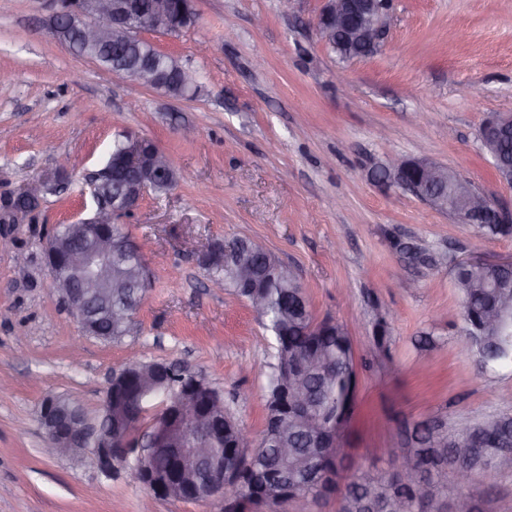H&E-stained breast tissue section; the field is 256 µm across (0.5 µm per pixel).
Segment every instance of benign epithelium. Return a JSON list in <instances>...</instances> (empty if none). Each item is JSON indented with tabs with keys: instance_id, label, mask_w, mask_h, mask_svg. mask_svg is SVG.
<instances>
[{
	"instance_id": "benign-epithelium-1",
	"label": "benign epithelium",
	"mask_w": 512,
	"mask_h": 512,
	"mask_svg": "<svg viewBox=\"0 0 512 512\" xmlns=\"http://www.w3.org/2000/svg\"><path fill=\"white\" fill-rule=\"evenodd\" d=\"M60 9L52 16L49 28L54 37L79 55L96 61L98 47L120 35L130 36L142 31L167 32L176 30L172 0H153L150 9L141 7L139 0H58ZM323 5L315 20L319 35L326 39L332 35L342 37L349 56L361 58L379 45L386 27L387 0H322ZM112 76L130 79L137 84L153 88L154 58L149 53L133 73L112 70ZM509 131V118L497 117L483 129L481 140L486 146ZM126 165L144 172L140 180L141 191L134 202L114 203L108 207L97 205L94 216L80 224H72L67 234L49 238L45 246L47 264L52 273V288L67 307L80 319L85 335L105 333L97 322V312L91 309V299L100 297L106 302L107 314L114 321L135 319L136 305L112 309V297H125L132 288L147 287L143 264L122 259L126 241L112 237V224L116 215L133 211L155 182H169L175 170L167 156L159 149H148L142 138L127 133L123 139ZM453 169H440L423 160L396 159L375 170L373 181L396 185L412 193L426 204H431L430 188L451 177ZM460 214L463 221L472 223L488 220L494 224H512V211L489 202L486 197L463 193ZM494 264L512 267V258L491 260L470 256L449 260L450 269L458 271L471 266ZM121 373L112 376L107 387L102 414L106 427L91 428L81 409L69 402L48 397L40 407L39 421L44 430L50 455L85 457L103 472L117 467L115 457L140 460L137 476L160 499L165 495L177 497L182 485L153 472L147 459L156 454H170L181 459L186 476L203 486L210 498L219 506V512H235L239 495L226 491L230 484L224 477V458L218 449L202 443L196 448L181 447L178 427L168 414L176 412L184 424L197 429L209 426V414L199 411L194 394L163 389L162 412L149 424L147 432L138 441L127 443L113 438L115 430L126 424L131 412L112 409V384L119 383ZM95 437V447L86 446L88 437Z\"/></svg>"
}]
</instances>
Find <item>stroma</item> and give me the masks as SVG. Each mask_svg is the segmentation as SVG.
I'll list each match as a JSON object with an SVG mask.
<instances>
[{
	"mask_svg": "<svg viewBox=\"0 0 512 512\" xmlns=\"http://www.w3.org/2000/svg\"><path fill=\"white\" fill-rule=\"evenodd\" d=\"M322 0H197L195 23L145 33L196 71L172 98L111 77L44 25L55 0H0V198L54 178L38 207L0 223V512H217L212 503L151 500L132 468L44 455L39 408L49 395L98 415L113 372L131 360L188 364L224 394L231 415L261 436L272 339L249 306L210 286L211 242L262 239L297 271L317 319L354 338L362 413L346 435L345 471L386 468L372 448L431 418L449 430L512 414V365L478 372L463 351L448 256H512L395 185L374 167L400 157L455 169L502 207L481 129L512 113V0H389L377 53L343 60L317 33ZM191 126L192 139L179 130ZM150 140L178 173L122 217L142 246L152 286L139 333L112 343L85 335L51 288L52 228L90 218L85 194L119 132ZM414 245L435 257L410 263ZM392 320L391 353L374 345L372 311ZM437 347L418 350L419 331Z\"/></svg>",
	"mask_w": 512,
	"mask_h": 512,
	"instance_id": "1",
	"label": "stroma"
}]
</instances>
